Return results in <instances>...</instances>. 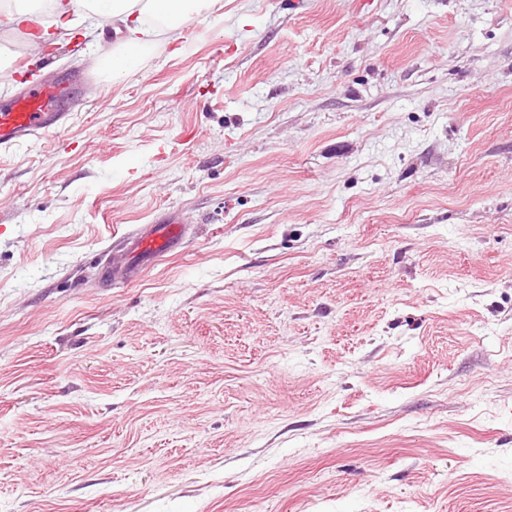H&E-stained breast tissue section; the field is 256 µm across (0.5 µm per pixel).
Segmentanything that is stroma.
<instances>
[{
  "mask_svg": "<svg viewBox=\"0 0 512 512\" xmlns=\"http://www.w3.org/2000/svg\"><path fill=\"white\" fill-rule=\"evenodd\" d=\"M303 2L156 25L0 152V512H512V0ZM74 25L62 68L125 38ZM184 231L181 221L173 213L157 218L153 224H139L133 231L120 236L118 242L127 255L123 263L106 261L103 278L110 284H124L135 280L142 269L181 248Z\"/></svg>",
  "mask_w": 512,
  "mask_h": 512,
  "instance_id": "1",
  "label": "stroma"
}]
</instances>
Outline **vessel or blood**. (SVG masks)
<instances>
[{"mask_svg": "<svg viewBox=\"0 0 512 512\" xmlns=\"http://www.w3.org/2000/svg\"><path fill=\"white\" fill-rule=\"evenodd\" d=\"M94 80V74L81 72L32 83L1 96L0 150L20 146L43 134L60 132L68 119L67 106L75 89ZM183 240V227L174 214L167 213L153 223L138 225L118 239L127 255L126 261L105 263L103 277L113 285L131 282L142 269L179 250Z\"/></svg>", "mask_w": 512, "mask_h": 512, "instance_id": "b4317fda", "label": "vessel or blood"}]
</instances>
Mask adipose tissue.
<instances>
[{
	"label": "adipose tissue",
	"instance_id": "obj_1",
	"mask_svg": "<svg viewBox=\"0 0 512 512\" xmlns=\"http://www.w3.org/2000/svg\"><path fill=\"white\" fill-rule=\"evenodd\" d=\"M202 0H32L31 6L0 11L6 24L33 22L35 14H52L59 27H66L72 13L81 12L94 20L122 18L126 40L112 52V75L120 78L139 69L151 35L149 19H162L168 31H177L182 20L197 12Z\"/></svg>",
	"mask_w": 512,
	"mask_h": 512
}]
</instances>
